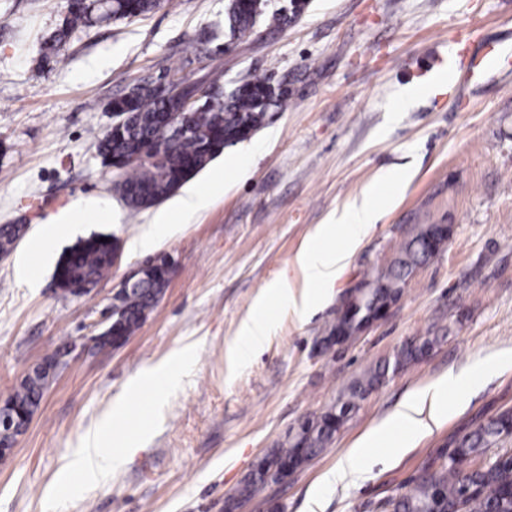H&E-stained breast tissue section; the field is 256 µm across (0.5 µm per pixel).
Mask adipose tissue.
<instances>
[{"label": "adipose tissue", "instance_id": "adipose-tissue-1", "mask_svg": "<svg viewBox=\"0 0 512 512\" xmlns=\"http://www.w3.org/2000/svg\"><path fill=\"white\" fill-rule=\"evenodd\" d=\"M378 218V206L372 197H365L361 204H354L337 212L331 223L321 225L310 245L304 251L300 265L307 282L314 291L302 297H294L287 280H279L268 290L271 297L288 305L304 310L318 298L317 288L335 283L346 267L353 248L368 232ZM342 229L346 245L340 249L325 247L323 241L335 229ZM272 330V321L267 313L265 302H258L253 315L240 325L234 344L230 349L232 356L246 359L262 348ZM192 357L190 349H182L170 360L140 370L135 376L132 388L140 390L145 385H154L156 392L177 387L185 368ZM468 373L448 372L430 384L414 391L399 408L377 427L364 434L341 460L340 476L361 473L364 459L369 457L373 448L389 433L404 432L413 437L430 430L448 417V394L471 383ZM120 454L119 448H106L98 436H87L75 448L74 456L84 475L86 483L94 484L105 476L111 458Z\"/></svg>", "mask_w": 512, "mask_h": 512}]
</instances>
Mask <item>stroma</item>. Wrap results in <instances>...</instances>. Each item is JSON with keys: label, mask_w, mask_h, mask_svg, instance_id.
Here are the masks:
<instances>
[{"label": "stroma", "mask_w": 512, "mask_h": 512, "mask_svg": "<svg viewBox=\"0 0 512 512\" xmlns=\"http://www.w3.org/2000/svg\"><path fill=\"white\" fill-rule=\"evenodd\" d=\"M225 0H162L135 20L80 29L56 62L44 42L67 0H0V224L27 230L0 258V398L71 339L98 331L102 310L142 255L130 242L158 210L128 211L118 170L96 143L109 104L144 79L182 85L271 78L288 90L251 139L227 147L188 188L213 190L207 210L177 222L154 250L175 263L170 283L119 350H76L55 371L39 408L0 461V512H224L245 476L305 419L404 344L437 337L432 353L389 375L332 444L238 512H385L475 420L512 410V72L460 90L452 37L512 55V0H309L296 22H260L224 37ZM381 217L354 249L317 310L270 301L263 351L229 355L237 329L276 279L305 287L299 258L318 227L369 189ZM95 201L108 223L56 232L54 216ZM412 224H450L444 250L417 270L388 315L353 341L324 348L360 271L390 259ZM94 233L114 236L120 260L91 294L55 290L61 254ZM37 273L25 284L24 267ZM193 363L176 390L140 405L128 383L184 346ZM475 367L478 383L450 393L447 420L381 444L355 480L326 482L355 442L413 389ZM142 441L97 485L73 450L116 400Z\"/></svg>", "instance_id": "35a3bbf8"}]
</instances>
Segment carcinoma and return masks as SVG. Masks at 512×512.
<instances>
[{
    "label": "carcinoma",
    "instance_id": "cac0c4a2",
    "mask_svg": "<svg viewBox=\"0 0 512 512\" xmlns=\"http://www.w3.org/2000/svg\"><path fill=\"white\" fill-rule=\"evenodd\" d=\"M159 5L160 0H69L62 27L51 38L48 49L53 56H61L75 29L111 19L132 20ZM307 6L308 0H285L284 5L269 13L266 0H227L224 36L231 41L239 40L261 19L271 26L284 27ZM287 99L288 91L274 86L268 78L246 80L190 112L186 118L188 133L164 137L156 114L166 111V103L158 99L151 85L139 82L130 93L112 100L111 110L128 113V122L120 132L106 131L99 141L98 153L104 165L120 170L117 192L125 205L133 211L147 209L174 194L224 148L250 139L265 125L269 112L283 107ZM433 236V225H412L397 256L362 275L358 285L363 292L353 313L338 319L322 342L338 331H358L383 301L402 294L418 263L432 255ZM21 237L18 225L1 224L0 251H9ZM100 238L99 234L92 235L66 251L55 272L87 283L105 278L112 268L116 240L110 235L105 242ZM163 288L159 266L140 281L122 286L112 302L116 338L135 333L157 304ZM437 340L436 336H426L418 343L406 344L393 359L377 363L352 380L336 406L316 418L305 419L295 434L287 436L279 448L257 464L229 499L226 512H234L239 502L251 499L273 482V466L291 464L299 468L320 454L371 391L382 385L389 374L416 361L418 351L433 347ZM54 360L52 356L44 365L35 367L10 395L9 401L17 411L32 414L38 408L50 378L48 366ZM511 435V411L475 423L468 432L450 440V453L440 452L412 490L388 500L392 512H512V466L498 456L477 469H467L475 455Z\"/></svg>",
    "mask_w": 512,
    "mask_h": 512
}]
</instances>
